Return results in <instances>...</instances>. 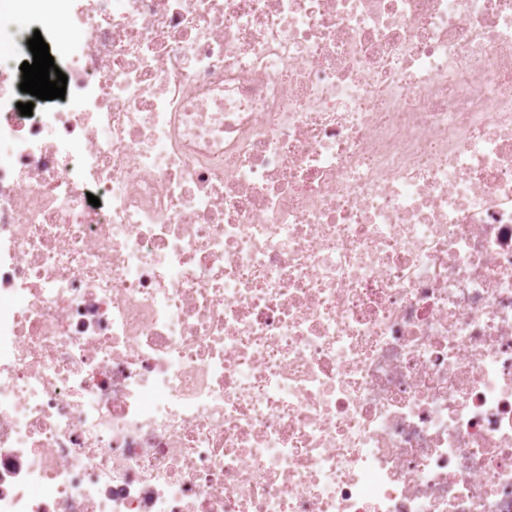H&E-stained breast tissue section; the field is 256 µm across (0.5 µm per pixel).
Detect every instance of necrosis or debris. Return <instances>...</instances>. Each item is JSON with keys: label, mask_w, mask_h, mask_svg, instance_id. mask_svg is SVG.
Here are the masks:
<instances>
[{"label": "necrosis or debris", "mask_w": 512, "mask_h": 512, "mask_svg": "<svg viewBox=\"0 0 512 512\" xmlns=\"http://www.w3.org/2000/svg\"><path fill=\"white\" fill-rule=\"evenodd\" d=\"M11 2L0 512H512V0Z\"/></svg>", "instance_id": "obj_1"}]
</instances>
